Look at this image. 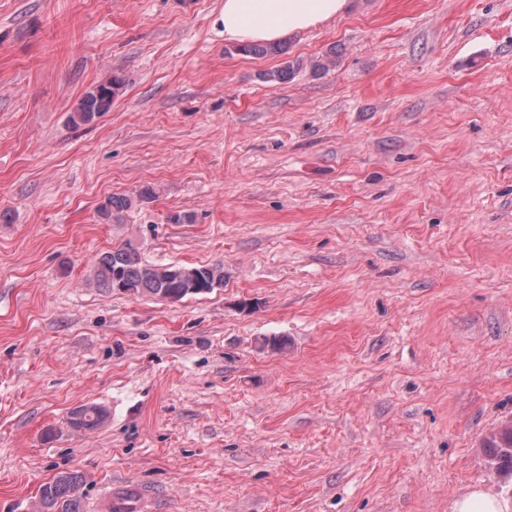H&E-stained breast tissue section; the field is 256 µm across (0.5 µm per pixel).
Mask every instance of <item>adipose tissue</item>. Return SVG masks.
I'll return each instance as SVG.
<instances>
[{"mask_svg": "<svg viewBox=\"0 0 512 512\" xmlns=\"http://www.w3.org/2000/svg\"><path fill=\"white\" fill-rule=\"evenodd\" d=\"M348 0H224L218 19L229 42L277 43L335 20Z\"/></svg>", "mask_w": 512, "mask_h": 512, "instance_id": "obj_1", "label": "adipose tissue"}]
</instances>
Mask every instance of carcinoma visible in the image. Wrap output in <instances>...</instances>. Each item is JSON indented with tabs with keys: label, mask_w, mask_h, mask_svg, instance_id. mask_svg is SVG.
I'll return each instance as SVG.
<instances>
[{
	"label": "carcinoma",
	"mask_w": 512,
	"mask_h": 512,
	"mask_svg": "<svg viewBox=\"0 0 512 512\" xmlns=\"http://www.w3.org/2000/svg\"><path fill=\"white\" fill-rule=\"evenodd\" d=\"M287 47L281 44H246L236 52L255 56L284 55ZM294 71V63L263 74L271 83H283ZM125 79L114 73L86 91L69 113L68 122L74 127L88 125L112 109L114 101L123 94ZM155 197V189L143 187L134 196L113 194L99 205L98 217L105 224H123L128 212L138 201ZM92 282L109 292L126 288L140 296L158 298L169 303L187 297L204 295L224 285V270L214 265H153L144 262L139 251L130 243L102 253L96 258ZM107 418V411L95 404H83L70 411L67 423L76 431H91ZM494 449L493 461L502 473L512 476V427L503 430L488 442ZM82 476L77 472L60 473L41 490L37 512H83Z\"/></svg>",
	"instance_id": "carcinoma-1"
}]
</instances>
